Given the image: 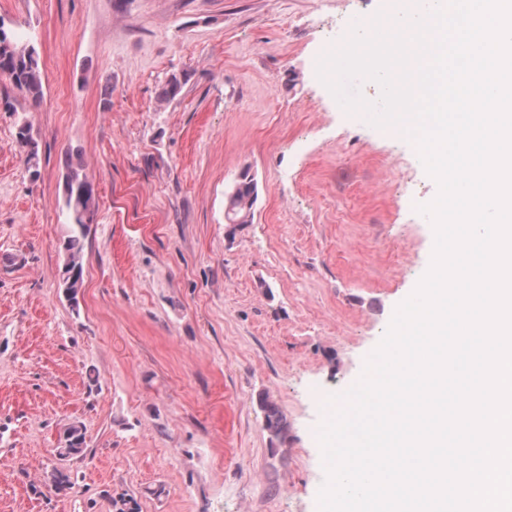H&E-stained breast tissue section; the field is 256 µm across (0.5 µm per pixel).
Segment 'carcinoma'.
Listing matches in <instances>:
<instances>
[{"label": "carcinoma", "instance_id": "1", "mask_svg": "<svg viewBox=\"0 0 512 512\" xmlns=\"http://www.w3.org/2000/svg\"><path fill=\"white\" fill-rule=\"evenodd\" d=\"M0 78L9 81L14 89L32 105L40 104L43 96L40 56L34 39L30 35L19 33L5 24L0 18ZM182 89V80L173 74L161 86L158 98L164 102L175 99ZM16 143L24 154V162L32 180L40 177L39 157L32 125L25 122L17 126ZM66 175L62 210L69 235L63 242L64 262L61 270L64 279L61 287L67 290L78 304V296L83 287V247L90 225L95 223L98 211V199L93 185L82 174L83 159L81 152L69 151L66 154ZM254 190L249 173L244 172L238 180V190L231 198H226L224 217L245 219L253 201ZM260 407L264 412L265 429L270 442H282L287 437L288 423L280 409L272 402L263 399ZM87 444L84 428L77 422L71 423L55 448L58 456L64 459H82L86 456ZM49 481L57 492L71 488L70 472L53 468L48 475Z\"/></svg>", "mask_w": 512, "mask_h": 512}]
</instances>
